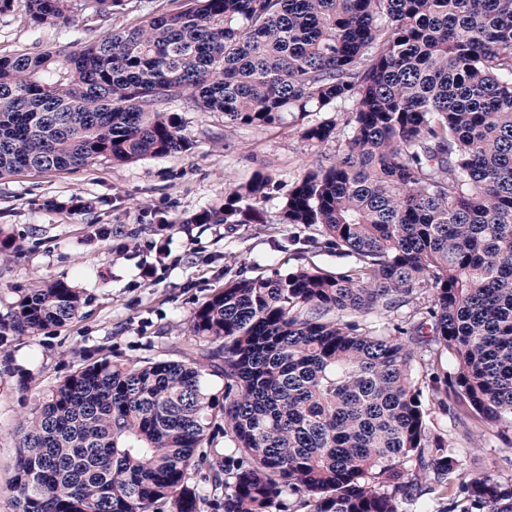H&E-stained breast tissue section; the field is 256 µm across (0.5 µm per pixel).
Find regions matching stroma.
Listing matches in <instances>:
<instances>
[{
    "instance_id": "obj_1",
    "label": "stroma",
    "mask_w": 512,
    "mask_h": 512,
    "mask_svg": "<svg viewBox=\"0 0 512 512\" xmlns=\"http://www.w3.org/2000/svg\"><path fill=\"white\" fill-rule=\"evenodd\" d=\"M184 0H125L100 32L118 30L151 13L175 12ZM84 20L30 26L21 0L0 14V54L65 48L88 41ZM190 151L115 165L99 160L77 170L29 171L0 177V228L15 243L0 254V512H17L9 490L20 425L58 381L83 361L113 356L187 360L190 321L224 285L226 269L251 276L292 270L288 224L256 234L253 225L195 224L192 216L223 202L224 192L258 169L276 170L289 184L317 157L285 129L239 128L224 134L220 112L185 111ZM109 236H101L100 228ZM155 270L143 280L141 270ZM79 288L76 319L37 336L9 328L19 299L44 281ZM457 447L512 482V446L497 437H466L447 418L431 417Z\"/></svg>"
}]
</instances>
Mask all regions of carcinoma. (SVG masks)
Instances as JSON below:
<instances>
[{
    "instance_id": "1",
    "label": "carcinoma",
    "mask_w": 512,
    "mask_h": 512,
    "mask_svg": "<svg viewBox=\"0 0 512 512\" xmlns=\"http://www.w3.org/2000/svg\"><path fill=\"white\" fill-rule=\"evenodd\" d=\"M24 3L31 26L68 22V0ZM176 100L319 149L287 192L258 171L190 219L260 234L276 199L297 265L213 292L188 364L66 375L22 423L19 512H198L221 489L224 512H512V485L428 423L512 432V0H186L0 56V176L186 152ZM318 247L349 262L316 266ZM81 304L47 282L11 327L36 336Z\"/></svg>"
}]
</instances>
